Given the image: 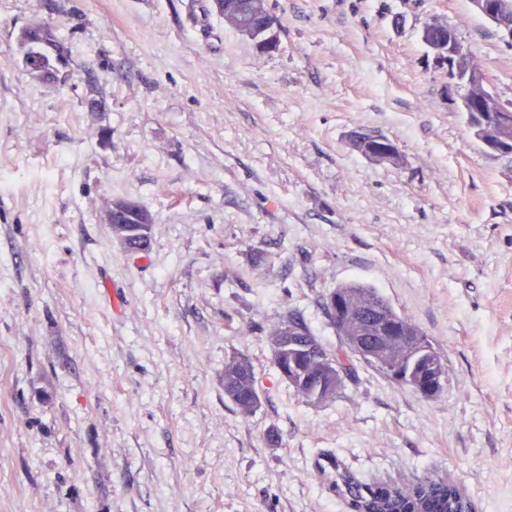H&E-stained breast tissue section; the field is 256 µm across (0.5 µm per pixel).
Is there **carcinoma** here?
Returning <instances> with one entry per match:
<instances>
[{
    "label": "carcinoma",
    "instance_id": "cac0c4a2",
    "mask_svg": "<svg viewBox=\"0 0 512 512\" xmlns=\"http://www.w3.org/2000/svg\"><path fill=\"white\" fill-rule=\"evenodd\" d=\"M494 113H486L485 132L495 139L511 140L512 126H502L493 120ZM135 227L143 237L150 238L153 223L150 212L138 206L136 218H124ZM338 297L342 306L329 315L331 324L340 336L356 335L367 340L374 339L381 344L379 357L365 363L379 371L387 379L417 390L425 398H433L436 393L430 391L438 383L437 377L447 370L445 359L437 352L423 353L412 351L408 347L393 343H384L385 321L394 329L409 332L419 327L409 317L398 313L374 289L361 284H347L337 287L326 298L325 308H330L332 297ZM302 328L296 342L300 348L282 356L276 369L282 379H292L290 386L298 396L311 403L320 386L336 382V388L343 385V376L350 374V367L344 365L349 357L336 360L339 370L336 376L325 372L328 367V353L318 338L293 313L279 316L268 330L270 345L281 344L282 331L288 324ZM256 387L252 368L248 361L233 356L224 362V395L244 416L252 414L257 404L253 402ZM336 493L347 500L354 512H475L468 496L452 481L426 479L401 484L370 485L363 484L347 471L336 470L334 481Z\"/></svg>",
    "mask_w": 512,
    "mask_h": 512
}]
</instances>
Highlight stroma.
<instances>
[{"label": "stroma", "mask_w": 512, "mask_h": 512, "mask_svg": "<svg viewBox=\"0 0 512 512\" xmlns=\"http://www.w3.org/2000/svg\"><path fill=\"white\" fill-rule=\"evenodd\" d=\"M266 4L271 53L212 0H0V512H351L340 469L512 512V161L420 35L448 25L506 103L512 43L469 0ZM33 21L68 48L64 85L22 63ZM116 199L153 218L142 257ZM349 283L429 336L445 392L360 361L322 404L279 378L269 324L294 313L336 354L324 305ZM256 387L252 368L248 361L233 356L224 362V395L234 404L238 412L244 416L252 414L259 406L253 402Z\"/></svg>", "instance_id": "obj_1"}]
</instances>
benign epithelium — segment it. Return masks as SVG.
<instances>
[{
  "mask_svg": "<svg viewBox=\"0 0 512 512\" xmlns=\"http://www.w3.org/2000/svg\"><path fill=\"white\" fill-rule=\"evenodd\" d=\"M470 3L475 11L491 20L512 39V0H470ZM44 28L46 25L43 23L34 22L21 32L20 39L24 44L23 62L32 78L44 82L46 77L51 76V85L57 86L63 80L64 73L61 69L64 68V62L59 57V49L36 34L37 30ZM273 28L274 19L268 16L260 23L245 24L241 33L256 40L265 52L270 53L278 48ZM421 38L438 57L448 63V81L459 92L462 112H474L478 115L495 112L499 122L512 125V106L503 103L490 90L481 69L472 63H462L459 42L453 31L446 32L433 22L424 26ZM470 130L487 154L512 160V141L500 143L485 139L476 124ZM373 156L379 160L396 162L399 160V150L393 141L380 139L373 147Z\"/></svg>",
  "mask_w": 512,
  "mask_h": 512,
  "instance_id": "obj_1",
  "label": "benign epithelium"
}]
</instances>
